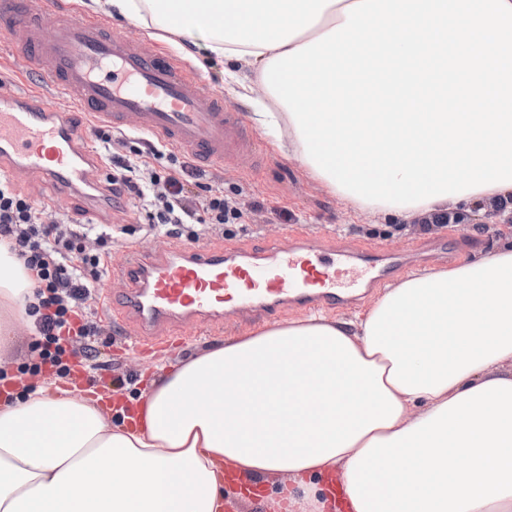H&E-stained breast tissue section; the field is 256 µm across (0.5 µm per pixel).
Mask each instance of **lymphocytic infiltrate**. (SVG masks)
I'll list each match as a JSON object with an SVG mask.
<instances>
[{"instance_id": "lymphocytic-infiltrate-1", "label": "lymphocytic infiltrate", "mask_w": 512, "mask_h": 512, "mask_svg": "<svg viewBox=\"0 0 512 512\" xmlns=\"http://www.w3.org/2000/svg\"><path fill=\"white\" fill-rule=\"evenodd\" d=\"M99 151L111 163L108 178L115 199L137 201L149 231L180 235L188 224H238L243 211L223 192L189 193L193 175L187 162L156 142L133 145L128 133L98 129ZM130 146L126 155H113L115 142ZM0 246L8 250L31 276L37 299L28 309L35 316L38 339L32 345L38 359L32 372L70 375L69 360H93L96 323L86 320L105 266L112 258V235L89 224L53 220L48 205L22 193L0 178Z\"/></svg>"}]
</instances>
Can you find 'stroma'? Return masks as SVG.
<instances>
[{"instance_id":"stroma-1","label":"stroma","mask_w":512,"mask_h":512,"mask_svg":"<svg viewBox=\"0 0 512 512\" xmlns=\"http://www.w3.org/2000/svg\"><path fill=\"white\" fill-rule=\"evenodd\" d=\"M260 141L267 158L255 169L242 170L228 163L221 168L201 170L202 182L223 190L225 197L243 205L244 218L242 223L228 224L221 230L195 225L200 244L246 248L266 239L284 243L288 240L290 226L297 224L304 226L312 236L334 245L388 243L396 248L405 245L422 248L427 243L444 240L448 243V251L432 264L433 269L440 270L458 266L479 254H490L501 239L497 224L491 221L440 228L428 234L420 233L415 226L406 231L399 230L330 195L298 161L275 149L269 136H261ZM107 220L112 226L113 263L122 262L129 249L150 251L167 241L163 234L145 236L140 211L130 203L112 209ZM106 309V300H98L92 308L91 319L102 329L101 336L96 339L99 354L93 375L99 389L108 391L113 390L115 378L131 384L137 373L153 361L163 359L175 363L197 349L223 344L226 337L242 336L264 328L266 323L276 324L296 317L291 311L273 315L267 322L240 323L233 319L223 335L202 336L177 348L141 352L130 348L125 339V324L118 319L109 320Z\"/></svg>"}]
</instances>
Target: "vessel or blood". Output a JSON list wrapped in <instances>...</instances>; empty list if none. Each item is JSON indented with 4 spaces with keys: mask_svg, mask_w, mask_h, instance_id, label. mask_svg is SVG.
<instances>
[{
    "mask_svg": "<svg viewBox=\"0 0 512 512\" xmlns=\"http://www.w3.org/2000/svg\"><path fill=\"white\" fill-rule=\"evenodd\" d=\"M0 37L39 82L26 91L0 82V175L47 182L61 201L85 202L97 223L109 202L91 192L101 163L84 116L149 134L203 168L230 160L250 169L261 161L260 140L241 112L143 37L73 11L31 14L21 0H0ZM59 95L70 97L71 109L57 108ZM290 237L286 247L272 240L128 251L112 277L124 285L117 304L135 331L132 344L166 346L173 326L188 339L220 333L232 315L261 320L288 309L354 305L420 262L411 246L317 244L297 226Z\"/></svg>",
    "mask_w": 512,
    "mask_h": 512,
    "instance_id": "obj_1",
    "label": "vessel or blood"
}]
</instances>
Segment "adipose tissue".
<instances>
[{
    "mask_svg": "<svg viewBox=\"0 0 512 512\" xmlns=\"http://www.w3.org/2000/svg\"><path fill=\"white\" fill-rule=\"evenodd\" d=\"M355 0H81L231 62L248 98L269 59L345 22ZM255 122L304 160L285 106ZM512 199V184L416 207L357 210L409 224ZM0 249V336L33 303ZM0 401V512H223L272 474L268 512H512V234L454 268L417 271L349 318L316 312L177 365L106 401L23 375Z\"/></svg>",
    "mask_w": 512,
    "mask_h": 512,
    "instance_id": "adipose-tissue-1",
    "label": "adipose tissue"
}]
</instances>
